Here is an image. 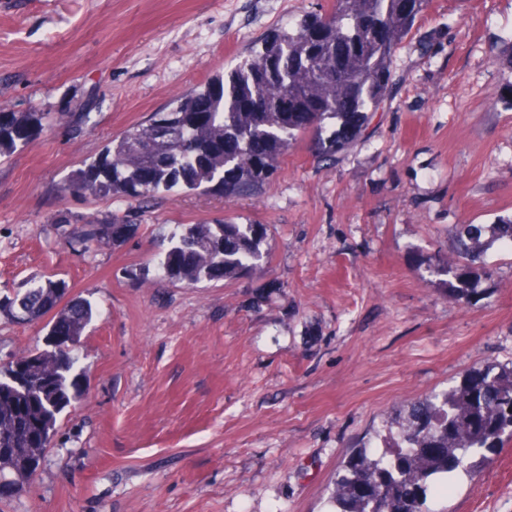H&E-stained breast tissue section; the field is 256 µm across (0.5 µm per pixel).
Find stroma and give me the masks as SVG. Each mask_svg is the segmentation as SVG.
I'll return each instance as SVG.
<instances>
[{
    "label": "stroma",
    "mask_w": 512,
    "mask_h": 512,
    "mask_svg": "<svg viewBox=\"0 0 512 512\" xmlns=\"http://www.w3.org/2000/svg\"><path fill=\"white\" fill-rule=\"evenodd\" d=\"M331 0H0V112L94 113L0 160V290L64 280L91 301L83 399L35 480L0 512H325L345 461L388 416L512 361V252L452 300L427 258L458 264L465 224L512 216V0H430L398 46L393 87L333 163L304 136L267 191L145 204L122 242L83 253L52 219L119 200L61 181L178 94ZM263 224L261 268L188 287L151 258L177 224ZM0 317V362L43 346ZM435 512H512V442Z\"/></svg>",
    "instance_id": "35a3bbf8"
}]
</instances>
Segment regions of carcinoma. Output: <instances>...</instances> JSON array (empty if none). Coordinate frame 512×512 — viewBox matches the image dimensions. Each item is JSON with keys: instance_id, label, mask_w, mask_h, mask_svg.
I'll return each mask as SVG.
<instances>
[{"instance_id": "cac0c4a2", "label": "carcinoma", "mask_w": 512, "mask_h": 512, "mask_svg": "<svg viewBox=\"0 0 512 512\" xmlns=\"http://www.w3.org/2000/svg\"><path fill=\"white\" fill-rule=\"evenodd\" d=\"M429 0H333L326 15H307L279 30L233 70L176 97L166 112L115 137L68 175L61 192L120 199L81 227L56 220L73 247L123 240L140 218L133 203L194 191L261 195L280 158L300 136L315 138V158L331 161L360 136L392 85L390 62ZM89 112H0V158L55 125L81 127ZM264 224L218 218L177 224L155 255L161 277L195 285L231 280L264 259ZM512 251V218L487 227L466 224L453 247L471 268L493 244ZM454 300L468 302L479 279L430 261ZM59 280H29L0 295V315L24 322L45 316V347L0 365V499L33 479L47 449L39 437L80 393L78 355L91 305L65 300ZM387 446L362 450L339 473L329 496L333 512H365L355 490L384 499L387 512H434L431 501L472 477L487 454L512 441V362L474 369L461 382L407 406L389 420Z\"/></svg>"}]
</instances>
